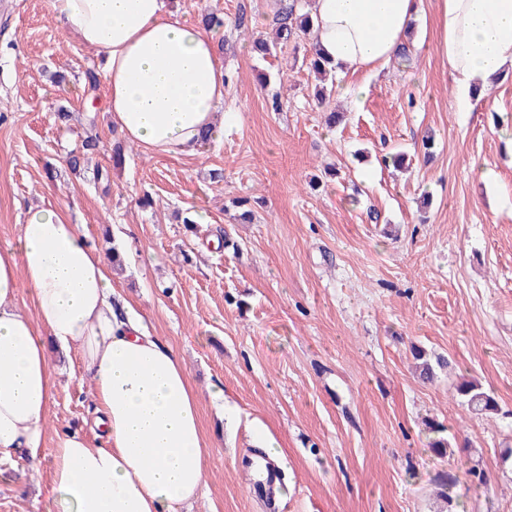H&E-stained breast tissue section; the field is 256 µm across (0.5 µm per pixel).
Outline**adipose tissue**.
Instances as JSON below:
<instances>
[{"label":"adipose tissue","instance_id":"ef3b65f1","mask_svg":"<svg viewBox=\"0 0 512 512\" xmlns=\"http://www.w3.org/2000/svg\"><path fill=\"white\" fill-rule=\"evenodd\" d=\"M423 0H313L316 48L340 70H375L410 42ZM65 33L100 51L106 110L151 154H194L220 138L227 76L215 31L184 21L171 0H49ZM436 50L460 108L512 71V0H438ZM27 283L34 317L14 303ZM79 354L94 384V424L53 450L47 512H184L205 481L199 396L178 354L114 298L79 225L28 209L0 249V463L37 454L58 378L49 347Z\"/></svg>","mask_w":512,"mask_h":512}]
</instances>
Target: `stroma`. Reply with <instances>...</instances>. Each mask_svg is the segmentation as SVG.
I'll return each mask as SVG.
<instances>
[{
  "label": "stroma",
  "instance_id": "35a3bbf8",
  "mask_svg": "<svg viewBox=\"0 0 512 512\" xmlns=\"http://www.w3.org/2000/svg\"><path fill=\"white\" fill-rule=\"evenodd\" d=\"M175 2L188 21L226 20L224 136L193 155L121 144L102 91L84 87L96 50L61 30L48 0L0 7V247L40 206L81 225L98 251H124L119 302L182 358L200 395L206 487L192 512H269L240 468L268 439L283 512H512V73L459 111L424 0L409 61L336 73L321 104L311 39L264 60L251 52L278 0ZM362 83L365 98L351 100L346 87ZM61 107L65 127L52 119ZM333 109L343 120L331 129ZM89 134L100 152L73 173L67 157ZM396 152L399 170L383 162ZM240 198L253 223H237ZM416 347L451 368L421 381ZM49 359L61 376L45 445L0 464V512H46L62 432L104 441L79 357ZM465 379L494 393L497 415L462 405ZM439 437L446 452L432 446Z\"/></svg>",
  "mask_w": 512,
  "mask_h": 512
}]
</instances>
